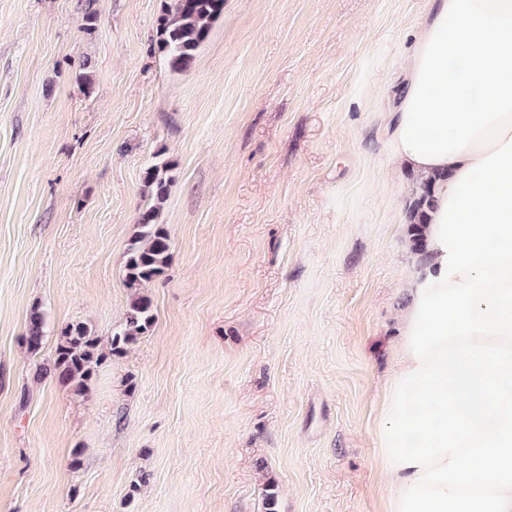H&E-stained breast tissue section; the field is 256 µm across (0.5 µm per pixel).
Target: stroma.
<instances>
[{"label": "stroma", "mask_w": 512, "mask_h": 512, "mask_svg": "<svg viewBox=\"0 0 512 512\" xmlns=\"http://www.w3.org/2000/svg\"><path fill=\"white\" fill-rule=\"evenodd\" d=\"M88 6L0 0V512H381L413 271L386 110L429 0H224L180 72L160 0ZM161 156L151 328L83 391L36 378L123 322Z\"/></svg>", "instance_id": "1"}]
</instances>
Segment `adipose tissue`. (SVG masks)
Wrapping results in <instances>:
<instances>
[{
    "instance_id": "1",
    "label": "adipose tissue",
    "mask_w": 512,
    "mask_h": 512,
    "mask_svg": "<svg viewBox=\"0 0 512 512\" xmlns=\"http://www.w3.org/2000/svg\"><path fill=\"white\" fill-rule=\"evenodd\" d=\"M386 133L442 175L379 409L384 512H512V0H430Z\"/></svg>"
}]
</instances>
